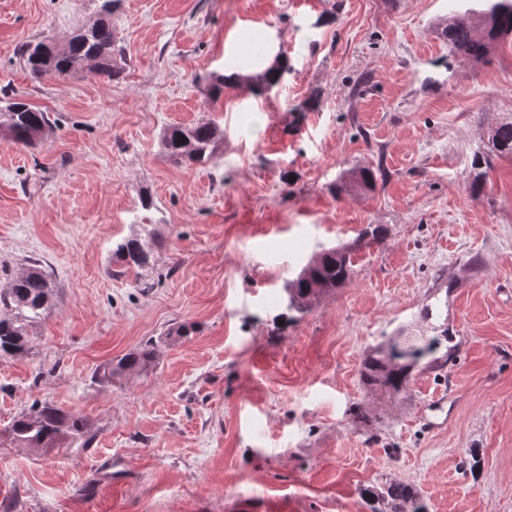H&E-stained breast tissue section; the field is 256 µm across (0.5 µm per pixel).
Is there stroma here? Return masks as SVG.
I'll list each match as a JSON object with an SVG mask.
<instances>
[{
	"instance_id": "1",
	"label": "stroma",
	"mask_w": 512,
	"mask_h": 512,
	"mask_svg": "<svg viewBox=\"0 0 512 512\" xmlns=\"http://www.w3.org/2000/svg\"><path fill=\"white\" fill-rule=\"evenodd\" d=\"M464 7L121 0L112 81L37 79L21 55L65 47L93 0H0V98L49 117L36 146L0 135V289L34 266L52 285L27 349L0 359V512H369L362 492L385 477L428 512H512V158L470 190L512 113V41L454 58L438 28ZM279 58L287 73L256 95ZM215 74L231 78L217 97ZM207 119L224 131L208 163L161 155L166 126ZM370 224L380 240H360ZM130 238L146 266L114 257ZM337 246L351 279L283 320L286 282ZM441 294L447 368L366 388L368 351L425 330ZM151 337L148 371L98 378ZM35 403L82 434L14 442ZM487 152L483 156L476 155L472 161L474 169L489 166L490 156L512 158V114L503 117L490 131Z\"/></svg>"
}]
</instances>
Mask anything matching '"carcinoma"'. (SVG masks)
Returning <instances> with one entry per match:
<instances>
[{"mask_svg": "<svg viewBox=\"0 0 512 512\" xmlns=\"http://www.w3.org/2000/svg\"><path fill=\"white\" fill-rule=\"evenodd\" d=\"M118 0H98V18L76 32L68 45L57 49L45 42L29 44L24 48L26 65L36 78L48 75L63 76L87 64L92 71L109 79L123 73L115 47L112 26L108 17ZM483 8H468L454 13L448 19L444 37L452 53L469 61L484 59L491 46L512 34V0H481ZM288 70L285 63L273 65L255 77L253 91L261 94L277 85ZM49 119L46 113L13 98L0 101V133L26 146H34ZM224 132L210 121L193 126H169L162 132L161 154L173 162L189 160L209 161ZM512 158V114L503 117L490 131L487 152L475 156L472 167L479 170L489 165L490 156ZM115 256L129 266L147 264L150 249L146 242L131 238L117 245ZM353 272L349 251L343 247L330 248L311 260L287 288V310L303 313L309 301L319 291L336 288L346 282ZM49 300V282L39 269L32 268L13 280L0 292V305L11 309L12 316L0 319V355L22 353L28 343V323L40 317ZM448 301L440 298L419 311L422 320L433 324V335L411 339L399 334L369 351L364 359L362 379L371 387L392 394L407 391L414 370L422 361L431 366L445 365L450 359L448 325L439 322L442 309ZM155 340L149 339L135 351L120 358L117 363L103 367L99 377L110 381L126 372L147 370L154 358ZM80 433V419L62 410L44 405L33 408L13 420L10 433L20 443L31 448H48L57 440L63 427ZM363 498L371 512H426L414 488L396 479H387L379 486L363 491Z\"/></svg>", "mask_w": 512, "mask_h": 512, "instance_id": "obj_1", "label": "carcinoma"}]
</instances>
